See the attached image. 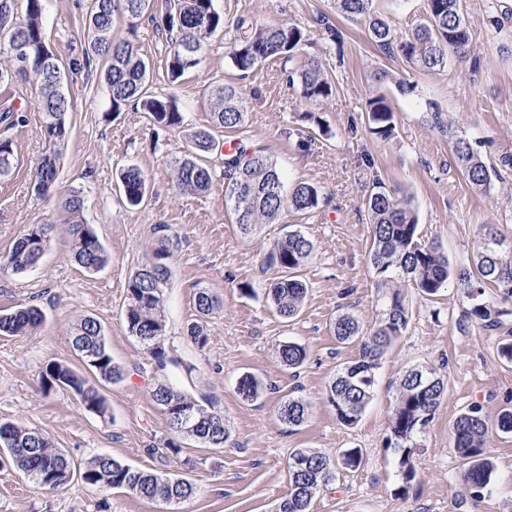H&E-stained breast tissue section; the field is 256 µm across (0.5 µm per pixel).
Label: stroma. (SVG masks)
I'll list each match as a JSON object with an SVG mask.
<instances>
[{
	"label": "stroma",
	"mask_w": 512,
	"mask_h": 512,
	"mask_svg": "<svg viewBox=\"0 0 512 512\" xmlns=\"http://www.w3.org/2000/svg\"><path fill=\"white\" fill-rule=\"evenodd\" d=\"M90 3L47 0L43 24L61 60L87 48ZM423 5V0H373L372 9L405 34L421 20ZM214 6L229 23L243 16L258 24L302 27L309 39L297 58L322 60L334 78L335 95L320 106L306 101L289 86V67L279 60L266 61L240 79L224 36L212 38L198 68L173 84L166 75L164 41L148 23L132 28L116 17L113 35L140 45L152 64V93L174 97L185 128L210 125L209 86L239 84L250 146L274 160L287 183L318 186L326 201L309 217L288 211L278 223L242 235L226 210L223 150L209 156L215 176L208 191L178 193L170 162L185 148L183 130L154 127L146 113L129 105L113 111L102 61L91 74L69 76L63 84L72 105L69 137L60 147L54 189L38 195L34 183L45 152L43 115L34 109V91L23 78L10 89L0 88V109L10 104L19 111L17 120L0 119V138L12 141L15 155L11 175L0 180V255L26 225L58 227L36 268L0 273V310L34 304L45 316L32 333L0 335V422L40 429L81 465L107 454L136 468L184 476L195 486L193 497L169 504L103 492L77 477L47 490L17 469L0 468V512H273L288 490L287 460L296 448L336 458L350 448L363 451L358 469L338 468L335 483L314 498L312 512H512V435L492 436L494 485L478 502L465 492L451 438L462 408L479 404L493 419L512 407V363L498 355L499 342L512 330V313L504 315V328L489 331L462 322L466 302L456 284L429 299L407 289L410 322L383 357L374 397L357 424L341 425L327 400L337 365L357 354L356 346L337 344L332 322L351 313L368 330L378 320L364 204L373 181L411 196L420 237L440 244L451 262L471 257L481 225H499L512 236V170L501 171L489 190L476 191L457 171L451 143L455 134L469 139L491 165L502 154H512V0H460L472 51L466 59L449 60L444 69L426 73L387 57L364 23L337 14L334 0H214ZM323 17L339 28L341 44L324 39L318 25ZM378 96L394 113L395 133L386 140L370 134L366 124L367 104ZM434 112L444 113L452 135L431 126ZM130 165L139 167L149 184L137 207L127 206L116 187L117 174ZM73 190L84 197L80 222L94 229L107 251V264L94 273L72 260L63 230L68 215L61 202ZM157 224L168 225L178 238L173 275L163 294L167 373L179 388L212 398L229 433L223 448L187 444L166 462L150 453L169 432L151 393L157 370L123 321L128 278L153 247ZM289 229L300 230L313 243L300 270L307 297L292 321L267 302L265 290L280 272L262 264L273 242ZM243 282L252 284L254 295L240 292ZM202 288L216 297L218 307L203 321L207 341L200 348L187 330L199 321L195 297ZM85 315L105 327L112 358L127 373L119 383H100L107 405L102 416L87 411L73 391L45 394L40 389L48 362L79 367L69 334ZM288 341L307 350L295 375L275 355L276 346ZM414 366L435 370L447 379L448 389L421 439L418 481L404 495L397 490L395 456L385 440L399 381ZM245 374L268 385V392L243 400L237 380ZM294 392L311 409L302 426L291 428L278 411L283 397Z\"/></svg>",
	"instance_id": "1"
}]
</instances>
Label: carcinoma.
<instances>
[{
  "instance_id": "cac0c4a2",
  "label": "carcinoma",
  "mask_w": 512,
  "mask_h": 512,
  "mask_svg": "<svg viewBox=\"0 0 512 512\" xmlns=\"http://www.w3.org/2000/svg\"><path fill=\"white\" fill-rule=\"evenodd\" d=\"M24 13H18V0H0V54L13 61L14 68L0 70V84H11L19 73L29 79L36 90L35 105L44 115L41 133L45 154L36 167L34 189L47 193L56 183L58 146L67 135L66 114L71 101L62 90L66 72L90 70L94 61L106 64L105 80L113 111L132 104L146 112L151 124L168 129L184 125L183 115L170 98L149 93L153 76L149 58L131 40L112 38L117 12H123L130 29L148 19L157 33L166 35L165 66L170 82L178 81L186 71L201 63L206 42L224 33V15L214 8V0H92L87 19L93 34L92 52H83L63 63L56 55L43 27L45 0H23ZM336 12L351 21L363 20L371 40L386 54L401 57L419 71L444 68L451 58H464L472 46V35L460 12L459 0H424L425 17L408 35H399L390 25L371 11L372 0H335ZM236 35L228 45V58L247 78L267 60L291 61L307 41L308 34L296 25L249 24L240 18ZM287 80L298 85L308 101L323 103L335 92V82L322 62L310 59L297 70H289ZM211 124L187 131L186 150L173 161L175 187L182 194H200L212 183V168L206 158L216 148L214 132L238 131L244 124L246 106L240 89L231 84L213 87L209 94ZM366 123L371 134L381 139L393 135L394 113L381 97L369 101ZM456 164L475 189L490 187L496 167L487 165L469 140L458 137L453 145ZM14 151L11 141L0 140V179L11 175ZM225 197L232 220L240 232L249 235L259 224L279 222L290 209L309 215L319 207L320 191L306 182L285 187L284 177L270 157L239 141L232 154L224 155ZM120 189L128 205L136 207L147 195V179L136 166L123 170ZM371 246L369 264L374 275L379 319L374 328L363 331L359 319L349 313L339 316L333 324L336 342L356 344L359 357L342 363L336 370L328 390V400L338 421L353 426L373 396L377 383L376 370L391 345L407 329L411 312L404 288L412 286L427 297H434L449 282L456 283L468 301L464 320L484 328L499 329L501 311L486 300L487 287L497 288L501 300H512V248L496 249L495 244L506 236L494 224L482 225L474 251L466 263L453 265L448 255L434 243H426L418 234L417 209L408 196L388 192L377 180L365 199ZM72 242L74 262L94 272L107 262L104 246L88 224L72 221L64 225ZM156 246L129 277L124 321L129 334L155 362L160 377L154 383L152 397L163 411L171 437L163 447L151 454L165 459L177 456L182 443L189 441L199 448L224 447L227 432L223 415L204 397L174 387L165 376L169 359L164 347L165 319L162 309L163 291L172 276L171 259L178 242L169 234L166 224L153 228ZM56 226L29 224L8 253L0 256V269L15 273L35 267L48 248ZM313 245L301 231L286 232L275 241L264 257V263L284 272L270 284L267 300L283 318L293 319L301 311L307 286L297 276L308 259ZM217 301L205 288L196 295V309L204 319L213 314ZM43 314L34 305L0 313V335L24 334L41 324ZM71 346L86 371L109 383H118L126 371L114 363L107 345L106 331L93 316L82 317L72 331ZM280 363L292 370L301 367L307 358L305 347L296 342L277 346ZM40 386L47 394L55 389L73 391L83 407L99 416L106 413L104 397L89 384L82 372L69 365L52 361L42 372ZM448 388V381L435 371L410 368L400 380L396 404L392 411L390 436L385 447L399 454L397 473L399 491L406 495L418 479L416 452L419 437L432 422ZM237 391L246 400H256L265 387L256 377L244 374L237 381ZM183 411L192 414V425L176 430L172 416ZM310 403L289 396L281 401L280 420L290 427H299L308 419ZM512 433V409L503 410L494 424H489L482 408L471 405L453 423V449L463 461V483L469 497L478 500L490 493L494 482V465L490 460L489 442L492 433ZM303 460L302 468H288V492L281 497L275 512H310L313 498L336 480L338 465L357 468L363 456L358 448L344 452L341 459L313 448L294 450L288 461ZM15 467L35 485L45 489L63 487L74 476L96 488L129 492L145 500L180 503L193 496L194 486L186 478L161 475L134 468L112 458L98 455L84 466L75 465L65 453L36 428L22 424L0 423V468Z\"/></svg>"
}]
</instances>
